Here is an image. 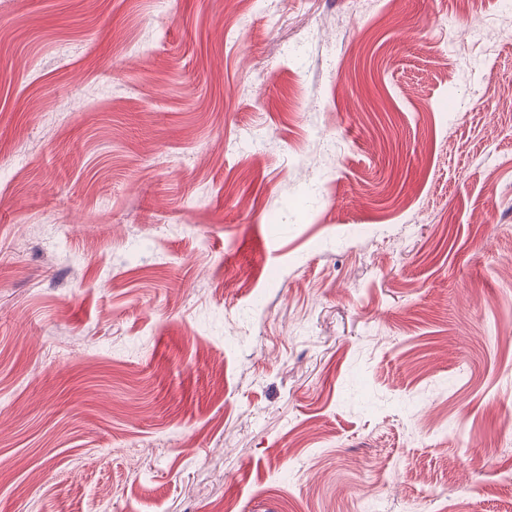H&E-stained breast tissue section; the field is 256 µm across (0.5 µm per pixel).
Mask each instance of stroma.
<instances>
[{
  "instance_id": "35a3bbf8",
  "label": "stroma",
  "mask_w": 512,
  "mask_h": 512,
  "mask_svg": "<svg viewBox=\"0 0 512 512\" xmlns=\"http://www.w3.org/2000/svg\"><path fill=\"white\" fill-rule=\"evenodd\" d=\"M0 0V512H512V15Z\"/></svg>"
}]
</instances>
